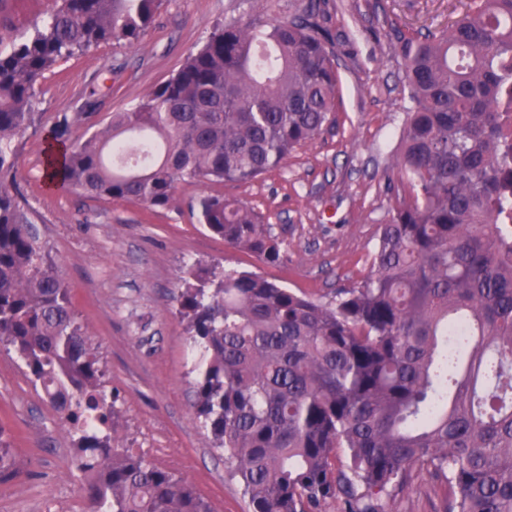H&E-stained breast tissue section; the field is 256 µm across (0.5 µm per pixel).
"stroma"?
<instances>
[{"label": "stroma", "mask_w": 512, "mask_h": 512, "mask_svg": "<svg viewBox=\"0 0 512 512\" xmlns=\"http://www.w3.org/2000/svg\"><path fill=\"white\" fill-rule=\"evenodd\" d=\"M309 0H162L138 44L106 42L59 62L35 90L36 123L16 143L17 188L72 297L75 318L104 369L119 447L195 485L214 512H248L233 465L195 413L192 341L175 297L197 265L253 271L321 300L369 271L399 181H388L410 106L398 37L439 35L469 0H318L339 73L334 125L279 168L245 184L177 185V203L152 209L51 184L45 156L56 122L106 127L170 78L217 23L266 24L304 14ZM53 0H0V44L42 25ZM247 202L287 259L267 265L225 245L188 208L200 193ZM0 436L18 472L0 483V512H85V476L62 413L14 352L0 346ZM446 488L427 475L387 512H441Z\"/></svg>", "instance_id": "35a3bbf8"}]
</instances>
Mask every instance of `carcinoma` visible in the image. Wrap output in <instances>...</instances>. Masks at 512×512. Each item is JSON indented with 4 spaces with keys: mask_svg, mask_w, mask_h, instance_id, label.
<instances>
[{
    "mask_svg": "<svg viewBox=\"0 0 512 512\" xmlns=\"http://www.w3.org/2000/svg\"><path fill=\"white\" fill-rule=\"evenodd\" d=\"M161 0H58L0 48V343L76 436L88 512H212L194 486L112 445V404L69 288L15 190L13 143L35 87L75 53L138 42ZM308 13L217 25L177 72L107 127L55 124L53 183L175 203L179 181L248 183L335 122L338 74ZM411 112L395 170L409 197L379 226L370 271L328 301L249 271L199 267L175 297L193 343L195 407L233 461L248 512H385L414 473L445 512H512V0H470L439 36L403 37ZM267 264L282 243L245 202H188ZM350 466L336 465V449Z\"/></svg>",
    "mask_w": 512,
    "mask_h": 512,
    "instance_id": "1",
    "label": "carcinoma"
}]
</instances>
